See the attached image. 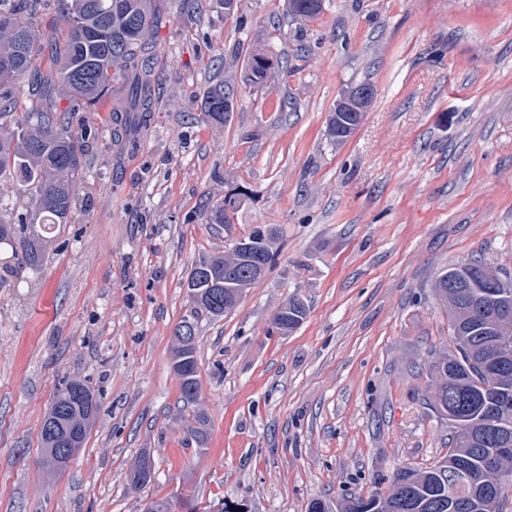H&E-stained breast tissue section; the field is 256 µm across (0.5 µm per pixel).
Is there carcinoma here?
<instances>
[{"label": "carcinoma", "instance_id": "carcinoma-1", "mask_svg": "<svg viewBox=\"0 0 512 512\" xmlns=\"http://www.w3.org/2000/svg\"><path fill=\"white\" fill-rule=\"evenodd\" d=\"M291 17L311 18L322 11L323 0H287ZM65 28L45 35L48 14ZM163 22L156 0H0V177L6 175L20 186L29 203L16 220H0V242L13 244L24 265L38 269L47 260L48 234L58 224H68L75 205L76 185L84 170V143L95 138L85 126L73 130L70 114L94 112L108 96L119 90L124 98L116 111L126 113L124 125H140L157 104L155 68L158 54L154 30ZM253 83L265 82L270 58L261 48L248 57ZM29 78L30 99L18 104L13 86ZM69 100L66 108L60 98ZM229 93L224 86L212 88L205 115L222 124L230 111ZM356 129L344 112H335L328 135L337 143ZM241 199L229 193L210 207L211 224L229 226L231 214ZM277 228L263 224L253 228L254 261L268 270L276 254L272 244ZM252 261V262H254ZM250 261H243L232 247L195 266L187 288L200 297L191 317L174 328H190L188 341L176 342L174 370L184 405L196 403L200 393L196 358L197 317L204 312L219 318L232 309L246 289L258 282L251 276ZM487 282V270L479 262L445 269L436 279L438 295L448 302L449 321L457 356L467 363L486 365L487 373L474 378L467 373L448 374V357L435 360L433 406L448 414L455 425L453 446L432 466L398 475L403 487L386 493L375 491L366 497L349 496L343 512H503L511 487L494 490L485 482L484 468L497 462L512 471V459L494 456L497 435L486 424L506 412L512 416V385L500 386L492 378L503 335L512 340V324H503L490 313L487 324L474 321L470 282ZM282 332L297 328L306 315L304 303L291 297L280 309ZM93 392L87 381L65 380L40 429L42 447L67 448L75 453L83 447L97 418L96 400L81 397L77 390ZM473 474L472 482L448 506V474L459 466ZM152 463L143 456L130 474V487L138 490L151 480Z\"/></svg>", "mask_w": 512, "mask_h": 512}]
</instances>
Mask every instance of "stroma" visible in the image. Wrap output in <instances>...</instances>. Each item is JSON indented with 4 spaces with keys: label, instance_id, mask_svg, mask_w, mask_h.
I'll use <instances>...</instances> for the list:
<instances>
[{
    "label": "stroma",
    "instance_id": "obj_1",
    "mask_svg": "<svg viewBox=\"0 0 512 512\" xmlns=\"http://www.w3.org/2000/svg\"><path fill=\"white\" fill-rule=\"evenodd\" d=\"M162 0L158 105L114 140L111 105L78 112L97 129L70 223L47 262L0 244V512H307L390 489L431 466L454 430L431 403L430 365L454 353L434 285L480 260L512 282V0ZM302 31L306 57H293ZM266 49L265 86L247 79ZM291 61H284V54ZM230 84L224 124L204 94ZM375 90L343 143L327 135L341 95ZM238 192L229 227L205 203ZM279 235L275 264L224 317L198 321L205 443L187 434L173 370L175 326L194 304V266L254 226ZM299 297L295 330L274 312ZM100 403L68 468L42 464L40 428L62 379ZM154 466L140 490L129 474Z\"/></svg>",
    "mask_w": 512,
    "mask_h": 512
}]
</instances>
